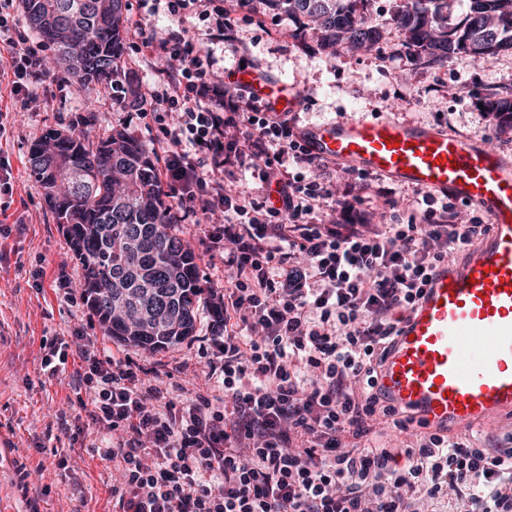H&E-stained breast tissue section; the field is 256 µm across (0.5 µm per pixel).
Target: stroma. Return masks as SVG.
<instances>
[{
	"label": "stroma",
	"mask_w": 512,
	"mask_h": 512,
	"mask_svg": "<svg viewBox=\"0 0 512 512\" xmlns=\"http://www.w3.org/2000/svg\"><path fill=\"white\" fill-rule=\"evenodd\" d=\"M241 53L218 45L213 49L220 68L236 69L240 55L257 60L266 75L295 87L302 96L298 110L303 124L339 118L396 119L416 126H442L512 157V134H496L480 98L512 90V55L501 53L476 61L459 54L447 66H431L411 56L405 45L394 46L386 60L370 52L343 57L322 53L312 40L298 36L286 17L273 12H240ZM44 89L48 102L34 111L14 102L0 137V152L13 169V203L9 220H31L25 235L0 238V512H80L83 501L105 502L112 467L87 448H69L47 428L56 414L78 419L67 400L76 384L77 357H69L58 380H45L40 371V341L45 336H70L72 328L97 337L106 351L118 350L103 335L84 303L64 301L53 280L63 274L78 280L79 267L71 247L30 170V154L48 128L85 132L95 138L114 128L126 130L151 155L161 146L155 132L134 111L116 105L111 88L80 85L69 80L57 89L58 70L47 65ZM44 267L46 276L35 283L32 272ZM211 316L201 311L194 336L183 343L147 355L151 377L164 387L189 390L206 381V361L214 353ZM66 458L67 470L57 467ZM38 462L18 490L13 480L17 465Z\"/></svg>",
	"instance_id": "1"
}]
</instances>
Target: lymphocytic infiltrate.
<instances>
[{
	"instance_id": "obj_1",
	"label": "lymphocytic infiltrate",
	"mask_w": 512,
	"mask_h": 512,
	"mask_svg": "<svg viewBox=\"0 0 512 512\" xmlns=\"http://www.w3.org/2000/svg\"><path fill=\"white\" fill-rule=\"evenodd\" d=\"M0 0V101L38 108L42 45L29 43ZM135 44L156 80L140 94L163 148L159 175L177 220L220 216L204 253L230 284L211 288L224 326L218 360L191 397L169 396L129 354L105 353L73 330L81 360L73 403L99 437L94 451L117 476L112 512H512V434L485 448L440 433L406 448H365L378 419L413 420L375 390L399 324L431 271L488 231L459 223L450 197L425 193L386 223L359 213L392 193L360 174L343 195L328 186L330 159L312 153L302 127L229 82L186 28L156 31L158 11L205 23L235 48L238 19L218 0H139ZM169 66L156 70L155 63ZM246 167L262 195L226 189ZM334 219H326V212ZM407 468H399L400 460Z\"/></svg>"
}]
</instances>
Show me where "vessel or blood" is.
I'll return each mask as SVG.
<instances>
[{
    "mask_svg": "<svg viewBox=\"0 0 512 512\" xmlns=\"http://www.w3.org/2000/svg\"><path fill=\"white\" fill-rule=\"evenodd\" d=\"M232 82L277 109L295 91L251 70ZM315 154L391 182L448 194L481 209L489 232L438 265L398 327L377 377L386 402L447 432L512 413V159L447 128L394 119L307 126Z\"/></svg>",
    "mask_w": 512,
    "mask_h": 512,
    "instance_id": "obj_1",
    "label": "vessel or blood"
}]
</instances>
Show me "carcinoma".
<instances>
[{
	"instance_id": "carcinoma-1",
	"label": "carcinoma",
	"mask_w": 512,
	"mask_h": 512,
	"mask_svg": "<svg viewBox=\"0 0 512 512\" xmlns=\"http://www.w3.org/2000/svg\"><path fill=\"white\" fill-rule=\"evenodd\" d=\"M284 14L330 53L375 45L383 27L366 0H252ZM399 0L391 16L417 58L445 66L512 51V0ZM28 26L54 50L53 62L82 84L110 83L117 103L138 106L123 85L126 0H21ZM495 130L512 129V98L480 100ZM31 172L79 261L78 285L105 335L154 353L196 331L204 287L194 252L172 232L173 216L145 146L123 129L97 142L50 130L32 150Z\"/></svg>"
}]
</instances>
